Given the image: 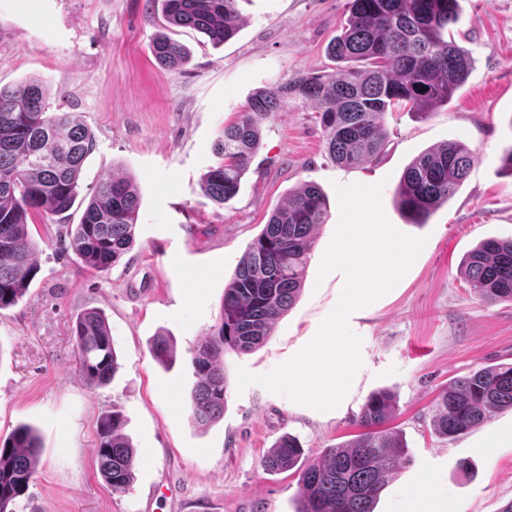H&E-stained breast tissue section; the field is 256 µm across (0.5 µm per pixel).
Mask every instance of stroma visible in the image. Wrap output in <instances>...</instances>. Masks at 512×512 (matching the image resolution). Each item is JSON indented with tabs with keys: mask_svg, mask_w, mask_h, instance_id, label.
Returning a JSON list of instances; mask_svg holds the SVG:
<instances>
[{
	"mask_svg": "<svg viewBox=\"0 0 512 512\" xmlns=\"http://www.w3.org/2000/svg\"><path fill=\"white\" fill-rule=\"evenodd\" d=\"M349 0H241L237 34L221 45L189 27H172L150 0H0V84L35 80L50 111L79 113L95 135L80 194L108 175L140 190L136 239L109 271L87 270L66 251L82 208L64 218L29 219L39 244L37 274L17 305L0 311V438L17 426L41 439L40 463L13 512H295L298 476L270 474L261 460L283 434L305 455L359 433L368 396L391 390L390 425L410 461L375 512H411L443 499L447 512H500L512 501V409L454 439L431 428L449 379L493 363H512V303L485 304L459 274L465 254L488 238L512 239V0H459L452 31L474 65L452 100L425 117L391 112L380 158L360 168L328 154L312 104L292 101L264 123L260 146L237 195L219 206L200 190L225 125L253 95L308 72L334 68L329 43ZM166 33L190 51L178 72L152 54ZM460 142L474 164L453 198L427 223H408L395 194L422 152ZM382 184V206L398 231L427 243L397 283L352 321L365 352L362 380L344 414L318 418L238 371L272 372L315 332L336 303L340 272L317 274L339 220L335 183ZM315 184L328 217L317 235L301 293L255 351L224 360L223 417L195 422L190 359L215 324L224 285L275 207ZM105 315L120 367L103 386L81 378L75 317ZM168 339L173 358L151 343ZM120 413L135 450L130 487L113 492L95 459L99 419Z\"/></svg>",
	"mask_w": 512,
	"mask_h": 512,
	"instance_id": "35a3bbf8",
	"label": "stroma"
}]
</instances>
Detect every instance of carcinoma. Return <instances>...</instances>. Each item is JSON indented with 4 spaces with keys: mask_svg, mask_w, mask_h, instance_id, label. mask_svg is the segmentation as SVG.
<instances>
[{
    "mask_svg": "<svg viewBox=\"0 0 512 512\" xmlns=\"http://www.w3.org/2000/svg\"><path fill=\"white\" fill-rule=\"evenodd\" d=\"M166 20L191 27L218 45L231 39L240 22L241 0H160ZM459 0H350L342 33L329 54L342 64L331 73L298 76L253 97L238 119L224 127L218 160L203 178L204 195L222 206L234 198L260 145L262 123L288 100L316 105L329 154L337 164L357 168L377 160L388 138L385 115L406 109L420 115L452 100L473 66V58L451 35ZM155 59L177 71L190 59L187 48L167 35L152 45ZM94 136L76 112H50L42 85L30 80L0 85V311L26 295L37 273V243L29 232L32 213L51 220L70 211L80 192L83 163ZM474 162L470 150L449 142L418 155L405 169L396 193L412 224H425L461 187ZM140 194L128 177L99 183L70 233L69 248L81 263L106 272L131 249ZM327 217L320 189L303 185L288 193L248 246L224 286L219 316L193 353L196 377L193 417L209 423L224 415V356L247 354L271 335L276 322L298 299L315 236ZM461 273L487 304L512 302V240L485 239L464 258ZM79 371L90 386L107 384L119 357L105 316L79 314L72 327ZM512 408V364L482 367L451 379L437 404L434 430L456 437ZM396 404L391 394H372L363 405V431L309 462L298 439L283 435L265 456V470L298 474L296 512H374L388 484L409 462L408 446L387 427ZM94 449L99 471L112 491L132 479L134 450L122 433L117 412L99 420ZM39 436L17 427L0 440V512L29 488L37 473Z\"/></svg>",
    "mask_w": 512,
    "mask_h": 512,
    "instance_id": "carcinoma-1",
    "label": "carcinoma"
}]
</instances>
